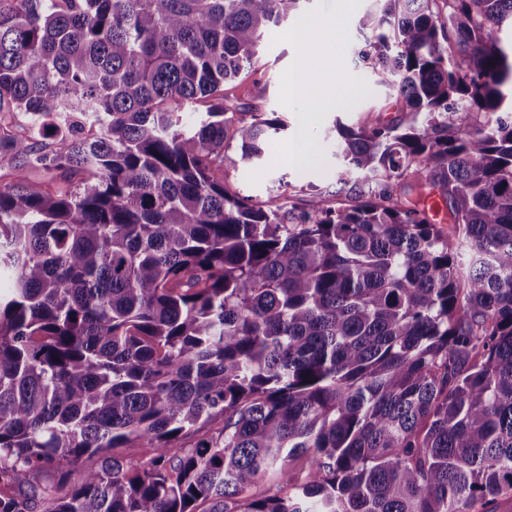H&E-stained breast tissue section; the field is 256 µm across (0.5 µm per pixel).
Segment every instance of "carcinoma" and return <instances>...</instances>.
<instances>
[{
	"mask_svg": "<svg viewBox=\"0 0 512 512\" xmlns=\"http://www.w3.org/2000/svg\"><path fill=\"white\" fill-rule=\"evenodd\" d=\"M300 2L0 0V512L512 502V0H380L404 116L256 203L281 123L225 86Z\"/></svg>",
	"mask_w": 512,
	"mask_h": 512,
	"instance_id": "carcinoma-1",
	"label": "carcinoma"
}]
</instances>
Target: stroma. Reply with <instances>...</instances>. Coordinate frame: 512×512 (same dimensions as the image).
Segmentation results:
<instances>
[{
	"instance_id": "1",
	"label": "stroma",
	"mask_w": 512,
	"mask_h": 512,
	"mask_svg": "<svg viewBox=\"0 0 512 512\" xmlns=\"http://www.w3.org/2000/svg\"><path fill=\"white\" fill-rule=\"evenodd\" d=\"M374 0H302L298 12L280 25L270 27L260 44L257 66L267 78L263 112L274 114L283 127L274 133L260 160L254 163H225L224 180L235 194L260 202L290 189L300 199H311L313 192L328 195L336 189L339 161L336 157L337 124L354 126L372 115L390 119L396 115L392 89L373 72L356 66L351 48L362 38L360 21ZM335 22L333 52L336 64L323 70L315 46L322 41L320 29L310 20ZM294 31L291 40L284 30ZM305 68L324 72L326 86L316 87L305 97L286 101L284 80L289 71ZM335 90L336 101L324 100L326 90ZM302 141L305 158L297 163L284 161L279 150L284 144Z\"/></svg>"
}]
</instances>
